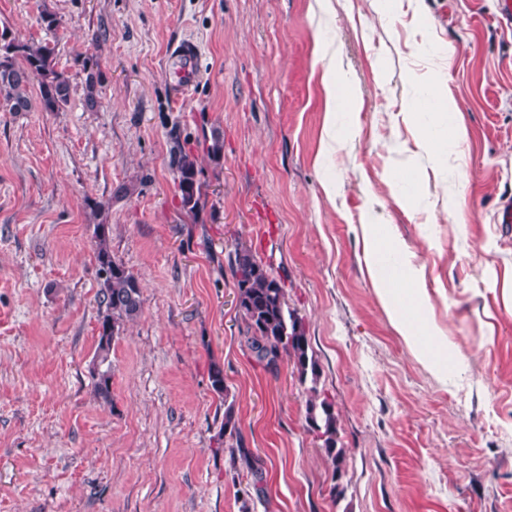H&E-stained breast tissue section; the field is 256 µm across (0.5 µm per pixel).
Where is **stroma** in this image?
<instances>
[{
	"instance_id": "stroma-1",
	"label": "stroma",
	"mask_w": 512,
	"mask_h": 512,
	"mask_svg": "<svg viewBox=\"0 0 512 512\" xmlns=\"http://www.w3.org/2000/svg\"><path fill=\"white\" fill-rule=\"evenodd\" d=\"M45 9L61 21L69 103L0 109V512H512V238L495 222L512 200V25L497 0H0V29L46 39ZM183 38L201 47V77L176 105L166 53ZM436 84L465 132L440 156L420 144L445 128L408 114ZM177 144L198 159L193 216ZM94 203L142 286L112 343L108 406L90 372ZM367 224L421 269L457 354L447 380L378 301ZM237 242L306 323L346 452L343 502L292 363L268 373L240 337ZM215 363L262 495L224 450ZM94 62L92 59L87 58L83 64V72L86 74L85 84V103L86 107L93 111L96 109L98 104V89L99 85V74L94 70ZM172 171L177 184L181 205L188 214H196L203 206L202 186L198 179L196 157L180 147L173 152Z\"/></svg>"
}]
</instances>
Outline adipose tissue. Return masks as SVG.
Returning <instances> with one entry per match:
<instances>
[{"label":"adipose tissue","instance_id":"adipose-tissue-1","mask_svg":"<svg viewBox=\"0 0 512 512\" xmlns=\"http://www.w3.org/2000/svg\"><path fill=\"white\" fill-rule=\"evenodd\" d=\"M376 294L389 319L415 358L436 378L448 377V338L424 318L428 293L422 273L410 260L393 261V242L370 243Z\"/></svg>","mask_w":512,"mask_h":512}]
</instances>
